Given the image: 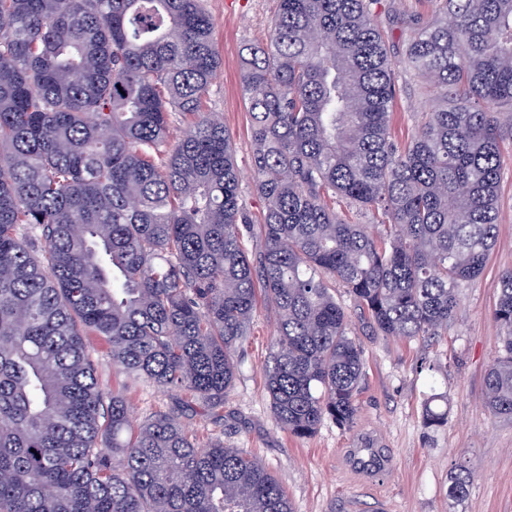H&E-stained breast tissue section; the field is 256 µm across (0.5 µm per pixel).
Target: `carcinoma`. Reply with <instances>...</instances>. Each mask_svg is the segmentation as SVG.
<instances>
[{
  "label": "carcinoma",
  "instance_id": "cac0c4a2",
  "mask_svg": "<svg viewBox=\"0 0 512 512\" xmlns=\"http://www.w3.org/2000/svg\"><path fill=\"white\" fill-rule=\"evenodd\" d=\"M377 3L278 0L266 41L246 46L255 226L204 107L221 58L200 0H0V512H294L243 451L199 445L171 412L134 424L88 334L113 368L216 413L261 291L276 325L265 395L303 437L355 423L363 349L336 284L378 336L447 335L497 240L512 0L401 14L400 64L437 100L404 145ZM172 112L192 117L173 143ZM494 318L486 403L511 419L510 269ZM447 419L427 398L424 426ZM471 479L458 463L448 496Z\"/></svg>",
  "mask_w": 512,
  "mask_h": 512
}]
</instances>
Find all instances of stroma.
I'll return each instance as SVG.
<instances>
[{"mask_svg":"<svg viewBox=\"0 0 512 512\" xmlns=\"http://www.w3.org/2000/svg\"><path fill=\"white\" fill-rule=\"evenodd\" d=\"M203 5L214 21L222 59L207 106L231 137L241 201L258 223L265 203L252 178V121L241 87L242 54L246 43L265 39L277 0H203ZM435 7L434 0H379L377 22L392 60L400 59L407 34L400 12L428 19ZM396 76L392 133L403 142L415 133L419 113L433 100L409 73L400 70ZM501 154L497 241L482 273L461 286L447 335H374L347 289L337 287L336 298L351 317L365 360L351 429L327 420L313 435L297 437L277 426L264 392L276 327L262 303L239 352L237 378L224 398L222 418L212 416L189 392L164 391L117 372L104 343L92 336L88 342L100 382L126 398L134 420L173 410L197 441L218 437L257 458L282 484L294 512H512V420L490 413L484 391L485 374L501 349L494 319L500 274L512 268L511 140L503 141ZM434 392L447 398L448 420L431 430L423 425L422 410ZM370 435L394 461L390 471L375 479L349 457L350 449ZM460 461L473 480L467 497L456 502L448 496V479Z\"/></svg>","mask_w":512,"mask_h":512,"instance_id":"1","label":"stroma"}]
</instances>
